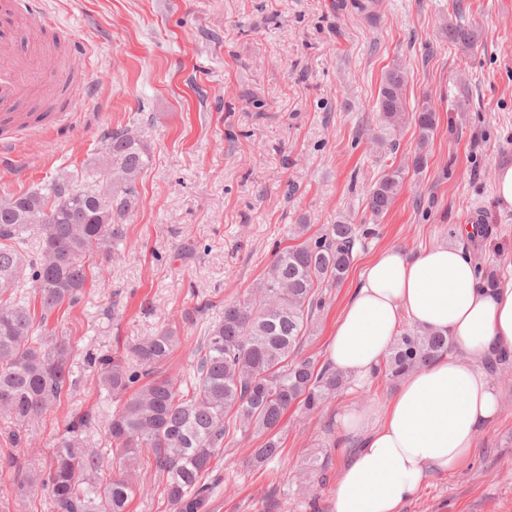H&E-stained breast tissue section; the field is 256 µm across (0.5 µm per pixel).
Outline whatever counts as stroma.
Segmentation results:
<instances>
[{"instance_id":"stroma-1","label":"stroma","mask_w":512,"mask_h":512,"mask_svg":"<svg viewBox=\"0 0 512 512\" xmlns=\"http://www.w3.org/2000/svg\"><path fill=\"white\" fill-rule=\"evenodd\" d=\"M60 37V55L86 61L73 84L76 108L63 124L18 139L26 177L0 166V198L46 187L96 165L103 138L136 127L153 156L137 183L138 209L127 243L113 250L85 299L49 320L69 339L78 378L57 411L27 427L28 472L41 468L68 416L93 412L89 441L105 447L112 399L83 360L163 327L182 343L165 365L181 380L191 352L224 307L246 299L276 245L293 243L295 225L317 234L328 224H364L343 282L323 289L302 346L326 363L336 319L370 259L396 245L408 252L447 241L454 225L480 215L492 236L465 240L476 265L512 277V209L495 196V171L512 165V0H378L361 12L340 0H40ZM476 35L463 48L447 29ZM401 65L409 111L436 114L427 164L414 170L420 130L379 120L386 72ZM398 151H391V144ZM404 188L373 217L369 188L389 166ZM211 305L202 317L194 308ZM502 414L459 470L430 474L403 512H512V357L489 372ZM396 383L372 376L317 413L289 409L282 452L248 464L255 434H231L208 480L207 512H330V494L356 439L337 411H381ZM10 421L0 418V504L9 512H53L42 491L12 498ZM327 463L325 483L304 474L310 457Z\"/></svg>"}]
</instances>
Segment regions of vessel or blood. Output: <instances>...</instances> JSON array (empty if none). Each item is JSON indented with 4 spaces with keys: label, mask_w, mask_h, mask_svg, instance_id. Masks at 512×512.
Here are the masks:
<instances>
[{
    "label": "vessel or blood",
    "mask_w": 512,
    "mask_h": 512,
    "mask_svg": "<svg viewBox=\"0 0 512 512\" xmlns=\"http://www.w3.org/2000/svg\"><path fill=\"white\" fill-rule=\"evenodd\" d=\"M49 23L30 0H0V162L12 161L21 133L39 131L44 121L74 109L62 91L47 92V75L37 58Z\"/></svg>",
    "instance_id": "vessel-or-blood-1"
}]
</instances>
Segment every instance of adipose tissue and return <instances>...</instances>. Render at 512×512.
<instances>
[{
	"instance_id": "1",
	"label": "adipose tissue",
	"mask_w": 512,
	"mask_h": 512,
	"mask_svg": "<svg viewBox=\"0 0 512 512\" xmlns=\"http://www.w3.org/2000/svg\"><path fill=\"white\" fill-rule=\"evenodd\" d=\"M373 257L340 312L328 358L346 375H370L403 323L438 331L454 350L408 373L377 420L353 410L336 421L361 437L331 493V512H403L432 473L460 469L500 416V393L479 360L512 355V280L482 282L460 240Z\"/></svg>"
}]
</instances>
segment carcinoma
Listing matches in <instances>:
<instances>
[{"instance_id":"1","label":"carcinoma","mask_w":512,"mask_h":512,"mask_svg":"<svg viewBox=\"0 0 512 512\" xmlns=\"http://www.w3.org/2000/svg\"><path fill=\"white\" fill-rule=\"evenodd\" d=\"M448 41L468 46L474 32L450 26ZM378 110L390 128L411 117L399 65L385 76ZM411 118L420 129L413 158L420 170L435 114L424 108ZM133 131L113 130L95 169L0 199V410L19 425L9 434L16 448L25 442L20 426L54 410L77 384L70 368L73 348L48 322L62 307L83 300L88 276L103 272L112 245L127 238V218L140 202L136 184L152 165L142 136ZM403 183L399 167L382 174L369 192L373 216L389 210ZM33 236L39 241L35 252L27 247ZM357 240L358 225L339 222L279 250L257 284L256 298L225 306L224 316L209 326L194 349L193 374L183 390L163 375L181 345L173 329L138 339L122 353L87 352V366L115 404L105 430L109 448L89 447L91 415L72 414L39 474L13 479L15 493L24 497L36 484L54 512H128L136 495L154 493L136 476L145 450L146 468L165 477L168 503L177 512H206V478L231 431L266 436L250 459L263 467L280 452L274 431L291 406L314 412L347 387L345 374L301 356L300 343L323 306L317 288L343 281ZM452 349L445 333L408 329L395 337L375 374L399 378ZM109 459L118 473L99 482L96 474Z\"/></svg>"}]
</instances>
